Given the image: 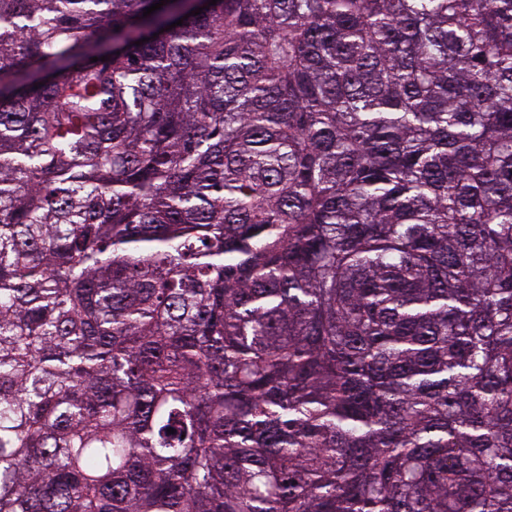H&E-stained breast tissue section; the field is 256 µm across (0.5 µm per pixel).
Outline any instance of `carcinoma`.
I'll use <instances>...</instances> for the list:
<instances>
[{"label":"carcinoma","mask_w":512,"mask_h":512,"mask_svg":"<svg viewBox=\"0 0 512 512\" xmlns=\"http://www.w3.org/2000/svg\"><path fill=\"white\" fill-rule=\"evenodd\" d=\"M157 2L0 0V512H512V0Z\"/></svg>","instance_id":"obj_1"}]
</instances>
